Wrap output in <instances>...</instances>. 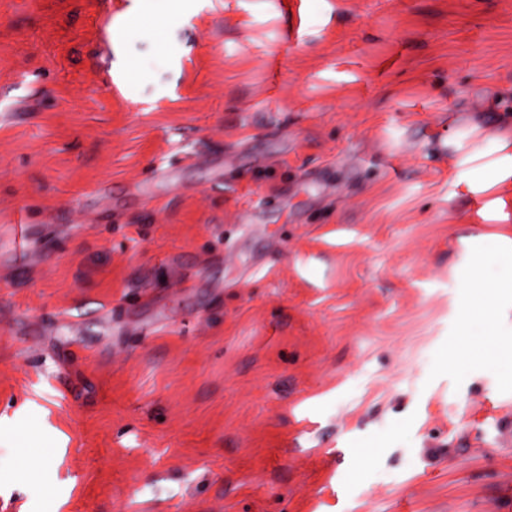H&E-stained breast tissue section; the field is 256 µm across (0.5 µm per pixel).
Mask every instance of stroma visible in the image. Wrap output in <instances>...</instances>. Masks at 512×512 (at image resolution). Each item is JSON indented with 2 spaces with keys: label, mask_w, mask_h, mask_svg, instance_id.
<instances>
[{
  "label": "stroma",
  "mask_w": 512,
  "mask_h": 512,
  "mask_svg": "<svg viewBox=\"0 0 512 512\" xmlns=\"http://www.w3.org/2000/svg\"><path fill=\"white\" fill-rule=\"evenodd\" d=\"M133 5L0 0V512H512V0Z\"/></svg>",
  "instance_id": "obj_1"
}]
</instances>
